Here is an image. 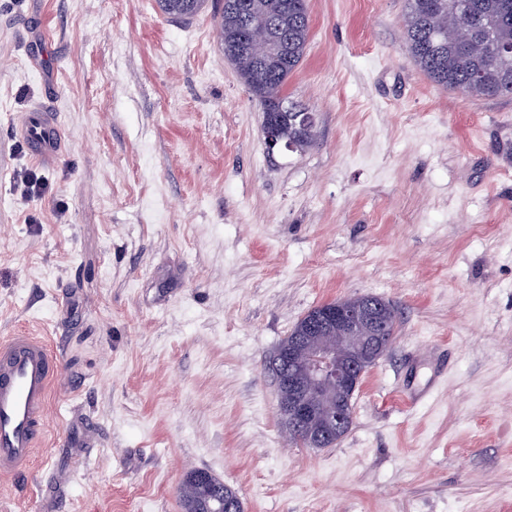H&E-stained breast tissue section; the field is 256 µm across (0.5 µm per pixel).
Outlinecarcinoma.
<instances>
[{
	"mask_svg": "<svg viewBox=\"0 0 512 512\" xmlns=\"http://www.w3.org/2000/svg\"><path fill=\"white\" fill-rule=\"evenodd\" d=\"M283 0H224L218 22L224 51L241 35L242 12L264 18L280 29L287 48L267 67L239 70L250 92L264 107L285 100L288 76L302 60L309 34L308 7L286 11ZM204 0H158L162 12L190 18ZM405 41L419 68L434 83L468 97L512 95V0H408ZM189 471L182 483V512H189L196 493Z\"/></svg>",
	"mask_w": 512,
	"mask_h": 512,
	"instance_id": "carcinoma-1",
	"label": "carcinoma"
}]
</instances>
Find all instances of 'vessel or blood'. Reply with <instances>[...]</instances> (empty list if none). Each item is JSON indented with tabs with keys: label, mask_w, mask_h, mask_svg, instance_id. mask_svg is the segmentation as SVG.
<instances>
[{
	"label": "vessel or blood",
	"mask_w": 512,
	"mask_h": 512,
	"mask_svg": "<svg viewBox=\"0 0 512 512\" xmlns=\"http://www.w3.org/2000/svg\"><path fill=\"white\" fill-rule=\"evenodd\" d=\"M24 135L41 161L59 149L60 129L53 113L30 116ZM63 371L58 349L45 337L25 330L0 340V480L25 478L52 431L51 391Z\"/></svg>",
	"instance_id": "obj_1"
}]
</instances>
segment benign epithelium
<instances>
[{
  "label": "benign epithelium",
  "instance_id": "1",
  "mask_svg": "<svg viewBox=\"0 0 512 512\" xmlns=\"http://www.w3.org/2000/svg\"><path fill=\"white\" fill-rule=\"evenodd\" d=\"M288 106L280 103L279 111L264 115L263 137L269 152L300 150L296 136L288 133H316L315 112L280 113ZM339 331L350 338L337 345L330 334ZM390 347L381 322L380 305L372 295L358 300H343L330 311L318 315L308 324L306 335L298 336L279 351L274 368L283 386L278 392V412L292 422L297 432L315 428V436L328 437L349 420L344 406L362 384L365 366L373 365Z\"/></svg>",
  "mask_w": 512,
  "mask_h": 512
}]
</instances>
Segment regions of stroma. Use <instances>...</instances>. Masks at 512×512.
<instances>
[{"mask_svg":"<svg viewBox=\"0 0 512 512\" xmlns=\"http://www.w3.org/2000/svg\"><path fill=\"white\" fill-rule=\"evenodd\" d=\"M222 0H0V337H54L58 435L0 512H182L191 469L245 512H512V96L433 83L406 0H309L285 93L319 116L267 153ZM57 114L35 160L21 123ZM47 188L19 200L11 176ZM400 327L334 447L298 448L270 367L311 309ZM160 9L174 18H190L198 13L204 0H158Z\"/></svg>","mask_w":512,"mask_h":512,"instance_id":"1","label":"stroma"}]
</instances>
